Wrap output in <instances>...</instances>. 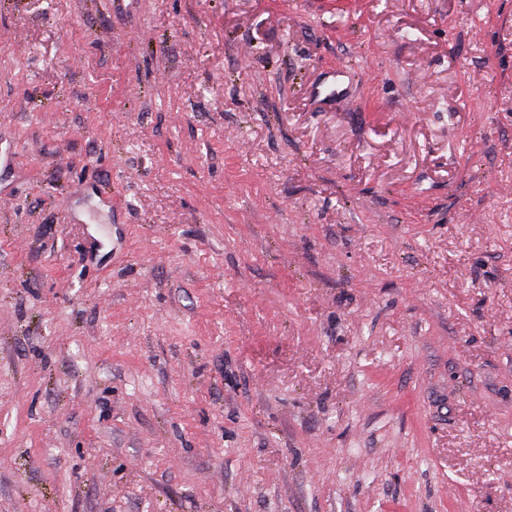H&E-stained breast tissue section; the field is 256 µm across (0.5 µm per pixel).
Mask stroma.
Returning <instances> with one entry per match:
<instances>
[{
	"instance_id": "obj_1",
	"label": "stroma",
	"mask_w": 512,
	"mask_h": 512,
	"mask_svg": "<svg viewBox=\"0 0 512 512\" xmlns=\"http://www.w3.org/2000/svg\"><path fill=\"white\" fill-rule=\"evenodd\" d=\"M9 143L0 512H512V0H0Z\"/></svg>"
}]
</instances>
